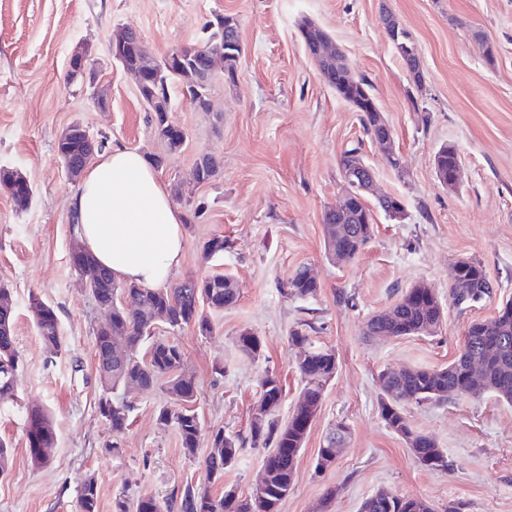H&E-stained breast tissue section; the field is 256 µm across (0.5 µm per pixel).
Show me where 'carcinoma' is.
Wrapping results in <instances>:
<instances>
[{
  "mask_svg": "<svg viewBox=\"0 0 512 512\" xmlns=\"http://www.w3.org/2000/svg\"><path fill=\"white\" fill-rule=\"evenodd\" d=\"M387 36L393 43L408 71L419 76V58L408 33L389 14L382 18ZM208 43H220L224 47L227 79L235 80L242 46L238 34V22L229 15H222L210 23ZM131 66L156 69L155 82L143 91L142 99L147 109L153 110L152 121L158 134L171 151L179 150L182 139L171 130L169 113L161 107H152L151 98L160 95L169 98V89L174 81L186 87V93L196 107H204L210 101V88L195 87L165 63H156L145 48L127 58ZM330 86L354 111L360 113V124L365 135L374 138L381 133L382 126L378 113L372 108L376 99L370 85L363 78L339 85L338 78L329 74ZM59 150L76 165L72 177H78L84 169V160L89 155L87 144L77 135L66 137L59 143ZM459 163L456 149L446 145L438 149L434 165L443 173L451 174ZM195 165L201 182L206 183L218 174V163L210 156L199 157ZM0 186L9 193L15 207L27 209L32 201L33 190L24 182L19 173L1 170ZM323 223L326 230L325 245L333 259L357 258L374 233L370 207L354 202L348 211L341 213L332 209L325 212ZM73 270L83 276L95 301L112 308V319L100 326L95 333V356L117 350L112 356V368L101 378L107 394L100 398L101 417L112 433V441L106 447L119 451L118 438L130 426V415L134 406L114 400L110 392L128 385L144 388L163 383L170 401L159 408L157 419L165 426L176 428L181 447L189 456L195 455L202 441V424L192 409L197 399L194 377L184 370V353L179 346L156 341L148 343L157 320H162L172 330L186 326L198 328L203 335L212 333V326L205 309L219 311L238 302L239 287L234 280L224 275H211L204 279L189 278L171 287L144 288L135 283L120 282L108 275L96 264L89 251L81 254ZM487 272L476 261H470L462 270L459 282L451 286L453 304L470 308L484 300L489 292L485 290ZM319 284L305 275V269H297L288 279L287 293L300 297H313ZM127 295L138 302L132 310L124 308L118 296ZM28 308L32 314L38 335L42 342L55 354L63 349V337L58 315L53 306L36 294L29 296ZM14 318L10 289L0 287V401L15 397V377L18 369V352L14 339ZM444 308L433 289L421 284L412 294L402 296L393 308L384 315H375L367 322L370 335L406 336L430 335L441 325ZM315 330L310 322H301L289 333L292 346L308 353L297 362L298 372L304 381L301 399L314 408L322 402L326 384L336 374V356L329 350L314 349L310 346L309 333ZM149 345L148 357H140L144 345ZM242 354L256 358L261 353L259 337L244 332L238 337ZM479 364L482 371L478 377L481 390L493 393L497 398L512 403V301H507L490 319L477 320L470 324L458 356L447 366L439 369L408 367L398 373L385 370L388 377L382 386L380 415L384 423L401 435L416 460L427 467H447L446 455L430 436L416 432L410 426L403 406L410 403L446 400L452 391L462 385L472 366ZM284 387L276 376L265 379L258 403L260 408L251 416L250 439L253 446L268 449V477L264 487L255 489L253 495L241 500L234 491L228 490L220 496L201 493L191 486L184 489L178 504L179 512H278L280 502L291 491L296 462L303 448L309 427L310 415L303 408L293 411L290 420L279 423L275 412L281 404ZM345 427L338 426L336 432L320 449L315 469L318 471L331 465L336 457L334 448L340 445ZM26 444L31 460L43 464L47 457L42 449L50 448L55 442V430L49 415L38 407L28 410L26 419ZM208 443L213 451L204 461V469L210 480L224 476V469L235 463L243 440L218 430L210 434ZM99 490L95 479L87 480L79 491V512H98ZM358 512H431L427 503L409 496H399L379 490L366 497L359 505Z\"/></svg>",
  "mask_w": 512,
  "mask_h": 512,
  "instance_id": "obj_1",
  "label": "carcinoma"
}]
</instances>
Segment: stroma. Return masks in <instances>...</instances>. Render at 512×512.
Returning <instances> with one entry per match:
<instances>
[{"mask_svg": "<svg viewBox=\"0 0 512 512\" xmlns=\"http://www.w3.org/2000/svg\"><path fill=\"white\" fill-rule=\"evenodd\" d=\"M386 13L415 44L419 79L385 33ZM218 15L238 21L237 80L216 77L208 112L172 84L170 119L186 139L168 151L135 77L111 56L110 35L135 30L160 61L180 47L205 44L207 24ZM306 22L322 28L354 74L370 83L400 169L387 164L383 149L365 138L358 113L321 78L301 39ZM483 39L494 46V59L485 58ZM79 46L88 50L99 91L67 80ZM75 122L104 148L122 144L162 157L160 179L181 187L173 203L186 216V243L173 282L225 274L239 284L235 306L209 312L210 334L162 323L153 334L183 349L204 431L248 436L252 407L270 375L284 386L277 417L288 421L303 387L299 351L288 343L300 321L314 320L312 346L335 354L336 375L279 512H316L331 488L336 496L327 512H357L379 490L421 499L433 512H512V404L484 392L405 406L412 428L446 454L444 469L421 465L379 410L381 371L447 366L468 325L512 299V0H0V170L23 173L33 188L25 210L0 188V286L11 291L22 360L16 400L0 403V438L13 446L12 465L0 477V512H79L80 488L91 477L99 512H112L116 498L133 503L145 495L171 512L188 484L214 496L232 490L244 500L263 471V449L245 444L223 478L208 480L202 463L209 447L185 455L174 428L157 419L169 399L162 387L118 390L134 411L119 451L105 449L113 438L99 414L104 391L94 337L106 313L69 264L68 199L78 184L56 152ZM357 143L377 191L398 196L404 214L393 220L375 211L369 244L339 264L325 250L322 218L342 191L341 154ZM444 145L461 160L454 189L435 174L434 156ZM202 152L221 163L206 184L193 178ZM217 235L227 241L223 253L205 258L204 244ZM463 258L481 262L494 285L490 297L464 310L448 302L453 265ZM301 266L316 277V296L287 294L288 278ZM421 282L445 305L437 332L366 335L371 316ZM33 293L57 312L60 354L38 335L28 310ZM246 331L260 338L259 357L240 352L237 340ZM32 405L48 412L56 432L43 465L26 446ZM340 423L347 428L341 451L316 471L318 452Z\"/></svg>", "mask_w": 512, "mask_h": 512, "instance_id": "stroma-1", "label": "stroma"}]
</instances>
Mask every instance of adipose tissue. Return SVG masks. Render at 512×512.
Listing matches in <instances>:
<instances>
[{"label": "adipose tissue", "instance_id": "obj_1", "mask_svg": "<svg viewBox=\"0 0 512 512\" xmlns=\"http://www.w3.org/2000/svg\"><path fill=\"white\" fill-rule=\"evenodd\" d=\"M70 207L79 240L115 279L153 288L180 266L186 216L140 151L118 145L101 154Z\"/></svg>", "mask_w": 512, "mask_h": 512}]
</instances>
